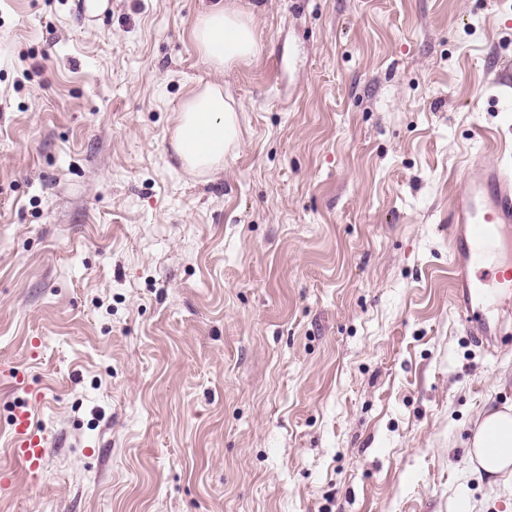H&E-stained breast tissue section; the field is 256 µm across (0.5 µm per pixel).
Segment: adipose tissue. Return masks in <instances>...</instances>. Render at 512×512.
Segmentation results:
<instances>
[{
	"label": "adipose tissue",
	"instance_id": "ef3b65f1",
	"mask_svg": "<svg viewBox=\"0 0 512 512\" xmlns=\"http://www.w3.org/2000/svg\"><path fill=\"white\" fill-rule=\"evenodd\" d=\"M191 39L214 77L191 82L175 110L169 141L182 169L204 176L223 170L225 156L239 144L241 105L219 76L256 56L253 13L236 0H213L194 21ZM468 446L487 475L512 473V407L486 411Z\"/></svg>",
	"mask_w": 512,
	"mask_h": 512
}]
</instances>
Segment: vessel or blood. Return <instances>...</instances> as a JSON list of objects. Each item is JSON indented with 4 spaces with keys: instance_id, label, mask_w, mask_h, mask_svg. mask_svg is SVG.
<instances>
[{
    "instance_id": "vessel-or-blood-1",
    "label": "vessel or blood",
    "mask_w": 512,
    "mask_h": 512,
    "mask_svg": "<svg viewBox=\"0 0 512 512\" xmlns=\"http://www.w3.org/2000/svg\"><path fill=\"white\" fill-rule=\"evenodd\" d=\"M451 300L477 341L501 335L490 308L512 296V168L477 160L465 168L464 188L448 215ZM30 414H15L13 453L30 477H38L45 452L42 436L30 430Z\"/></svg>"
}]
</instances>
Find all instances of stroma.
Returning a JSON list of instances; mask_svg holds the SVG:
<instances>
[{"instance_id":"stroma-1","label":"stroma","mask_w":512,"mask_h":512,"mask_svg":"<svg viewBox=\"0 0 512 512\" xmlns=\"http://www.w3.org/2000/svg\"><path fill=\"white\" fill-rule=\"evenodd\" d=\"M208 2L0 0V512H512L467 448L512 335L448 285L466 163L512 164V0H239L242 136L196 177ZM30 426V413L27 410L15 414L13 427L16 441L13 453L31 479L35 480L41 470L45 448L44 438L29 431Z\"/></svg>"}]
</instances>
